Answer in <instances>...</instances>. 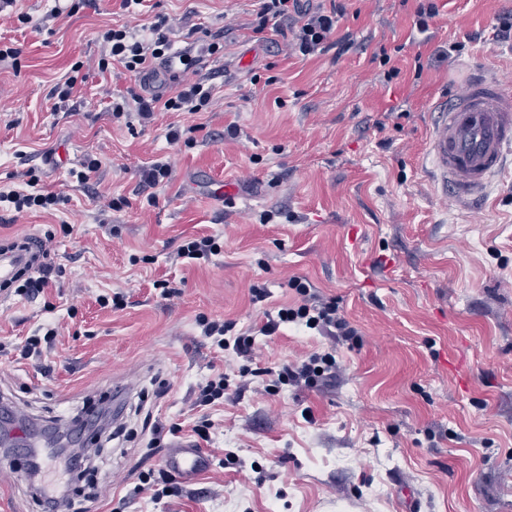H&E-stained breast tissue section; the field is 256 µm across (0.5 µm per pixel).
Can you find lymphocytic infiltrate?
Segmentation results:
<instances>
[{"label": "lymphocytic infiltrate", "instance_id": "1", "mask_svg": "<svg viewBox=\"0 0 512 512\" xmlns=\"http://www.w3.org/2000/svg\"><path fill=\"white\" fill-rule=\"evenodd\" d=\"M256 9L250 23L254 35L266 32L271 21L279 18L295 17L300 21L293 31V41L302 55L325 52L338 48L346 52L350 42L346 39L334 40L333 35L344 6L336 0L327 11L311 10L304 0H254ZM173 20L169 15L155 14L143 34L131 32L127 27L112 28L101 32V40L108 46L109 53L97 62L99 70H107L110 64L121 65L126 71L142 74L152 66L154 61L165 60L171 54V43L167 33ZM214 103V89L201 80L177 79L176 87L170 95L157 94L146 97L132 94L131 97L113 99L110 106L113 118L121 119L130 114H138L142 122L152 120L158 112H187L194 114L207 111ZM38 176H31L26 188L0 187V204L9 203L15 212L28 210H48L67 204L66 196L55 192H42L37 188ZM55 246L54 234H45L39 241L36 252H28L26 240H13L0 243L1 251H24L28 257L16 276L8 283L0 285V290L13 293L24 298H33L51 287L56 272L51 263V253ZM292 288L300 297L298 304L278 309L276 315L267 316L258 328L257 335H274L282 325L293 323L309 329H321L341 341H352L357 337L356 330L339 313V300L336 297H320L311 294L305 283L295 280ZM197 324L202 336L212 339L220 350H233L244 358H252L256 335L234 334V340H227V333H234L233 323L212 320L199 316ZM336 368V357L332 353L313 354L302 363L288 364L281 369L264 368V375L276 376L278 383H304L316 385L325 376L331 375Z\"/></svg>", "mask_w": 512, "mask_h": 512}]
</instances>
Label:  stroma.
I'll return each mask as SVG.
<instances>
[{
    "label": "stroma",
    "instance_id": "35a3bbf8",
    "mask_svg": "<svg viewBox=\"0 0 512 512\" xmlns=\"http://www.w3.org/2000/svg\"><path fill=\"white\" fill-rule=\"evenodd\" d=\"M153 2L176 20L175 49L190 31L223 33V53L198 71L218 90L208 111L113 120V95L141 88L118 65L90 70L54 109L55 83L98 59V31L138 32L149 15L121 0L0 10V41L20 51L0 62V181L24 187L37 168L44 189L69 199L60 216L0 207V240L56 233L62 268L38 298L0 297V337L17 344L45 323L60 332L41 362L0 355V402L45 424L111 393L117 436L86 464L88 512H512V169L462 208L423 161L433 106L472 69L512 81V41L493 36L512 0H433L425 32L416 0H345L336 33L353 46L340 56L291 49L285 19L256 39L251 0ZM453 42L457 55L436 58ZM174 124L193 129V144L170 142ZM89 154L101 166L82 184L69 172ZM149 161L169 163L166 185L142 183ZM223 184L232 202L215 196ZM113 198L120 208L108 209ZM197 235L218 238L220 253L178 258ZM157 279L177 296L161 297ZM292 279L340 297L359 338L338 344L295 324L257 336L263 366L336 352L325 385L271 394L270 377L239 376L244 358L215 352L196 318L251 331L296 301ZM255 285L266 301L252 303ZM113 292L126 307L98 303ZM219 370L230 376L223 403L197 407ZM157 382L166 395L135 414ZM205 414L210 467L163 499L138 491L143 472L164 468L145 418L179 424L170 444L194 440Z\"/></svg>",
    "mask_w": 512,
    "mask_h": 512
}]
</instances>
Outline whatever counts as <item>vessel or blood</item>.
Returning a JSON list of instances; mask_svg holds the SVG:
<instances>
[{
  "mask_svg": "<svg viewBox=\"0 0 512 512\" xmlns=\"http://www.w3.org/2000/svg\"><path fill=\"white\" fill-rule=\"evenodd\" d=\"M178 70L176 60L156 67L145 78L148 90L163 89ZM429 159L441 190L462 201L477 198L489 179L512 158V85L491 73L475 76L467 91L437 112L428 137ZM166 467L192 476L208 460L194 444H171Z\"/></svg>",
  "mask_w": 512,
  "mask_h": 512,
  "instance_id": "vessel-or-blood-1",
  "label": "vessel or blood"
}]
</instances>
